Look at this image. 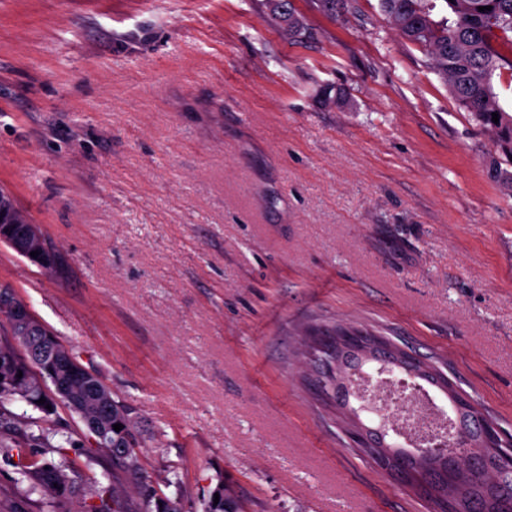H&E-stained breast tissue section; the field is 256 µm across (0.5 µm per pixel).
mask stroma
<instances>
[{
	"mask_svg": "<svg viewBox=\"0 0 512 512\" xmlns=\"http://www.w3.org/2000/svg\"><path fill=\"white\" fill-rule=\"evenodd\" d=\"M0 0V189L64 256L0 284L138 422L182 512H428L349 447L307 328L377 330L512 433V170L379 0ZM93 485L131 477L58 407ZM70 445H62L61 435ZM0 512H50L0 457ZM265 8L268 18L288 40L299 41L312 36V29L297 12L293 0H281L275 8H272L271 0H265Z\"/></svg>",
	"mask_w": 512,
	"mask_h": 512,
	"instance_id": "stroma-1",
	"label": "stroma"
}]
</instances>
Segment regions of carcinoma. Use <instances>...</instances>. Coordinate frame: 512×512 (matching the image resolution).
<instances>
[{
    "label": "carcinoma",
    "instance_id": "carcinoma-1",
    "mask_svg": "<svg viewBox=\"0 0 512 512\" xmlns=\"http://www.w3.org/2000/svg\"><path fill=\"white\" fill-rule=\"evenodd\" d=\"M448 17L435 21L431 17L436 8L435 0H379L380 10L388 24L411 44L422 49L430 58L431 65L449 93L458 104L472 114L473 119L493 137L497 148L512 158V114L500 104L497 81L507 75L512 81V0H442ZM322 13L334 19L356 10V0H318ZM480 6L491 10L478 11ZM268 18L279 27L290 41L312 36V29L300 15L294 0H280L272 7L265 0ZM498 114L499 122L492 121ZM362 330L341 325L317 328L310 333L311 349L321 344L336 345L334 359L328 360L321 380L336 393L334 404L343 411L350 422L347 432L359 431L365 425L357 405L358 371L377 363L383 368L394 369L399 364L383 362L377 356H368L345 340ZM367 336L369 330L362 331ZM0 359L13 363L14 371L22 372L16 384L1 389L0 397L16 396L40 413L46 406L58 408L64 404L77 414L86 426H91L98 414L93 390L104 386L98 374L82 372L81 378L71 387L68 398H58V392L50 388L39 392L30 391L33 376L39 372L32 356L20 357L11 343H0ZM46 403H39L40 399ZM120 423L123 428L112 432V441L99 445L112 459L120 462L133 478L129 488L94 491L78 503V508H68L76 496L78 482L66 472L65 465L45 455L36 456L24 448H12L0 441V454L11 459L28 482V491L40 492L52 499L58 512H127L125 497L134 494L141 500V512H159V503L168 504L169 512H181L178 503L157 494L151 477L144 474L139 465L140 443L136 437V422L124 407L112 404L110 424ZM464 430L472 444L483 448V433L475 425L473 413L460 405L455 406L454 432ZM60 481L64 487L55 491L50 481ZM435 499L453 503L454 512H474L480 504L482 512H512V482L500 483L488 472H474L467 459H458L455 471L433 487ZM219 502H214V494ZM203 512H240L238 502L224 495L219 484L204 503Z\"/></svg>",
    "mask_w": 512,
    "mask_h": 512
}]
</instances>
